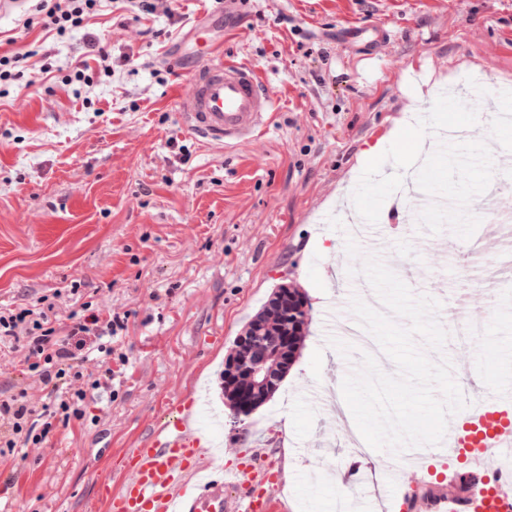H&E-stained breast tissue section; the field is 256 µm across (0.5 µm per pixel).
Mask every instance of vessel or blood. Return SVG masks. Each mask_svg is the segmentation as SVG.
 Segmentation results:
<instances>
[{
  "instance_id": "vessel-or-blood-1",
  "label": "vessel or blood",
  "mask_w": 512,
  "mask_h": 512,
  "mask_svg": "<svg viewBox=\"0 0 512 512\" xmlns=\"http://www.w3.org/2000/svg\"><path fill=\"white\" fill-rule=\"evenodd\" d=\"M177 108L185 129L206 142L230 148L250 144L267 126L276 101L256 66L232 56L202 59L180 91ZM430 199L416 184H404L388 199V211L397 214L408 205L419 207ZM470 405L452 416L441 445L431 454L440 463L461 459L465 449L480 448L473 462L496 469L512 482V386L482 394L468 393ZM196 398L181 400L176 420L157 429L141 447L133 449L129 467L133 479L121 494L110 483L98 486V495L110 512H265L266 501L245 494L228 499L226 484L266 482L260 464L218 480L199 465L202 433L193 430L186 416L195 412ZM480 486L468 491L437 488L419 502L402 503L403 512H468L483 496Z\"/></svg>"
}]
</instances>
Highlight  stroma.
Segmentation results:
<instances>
[{
  "label": "stroma",
  "mask_w": 512,
  "mask_h": 512,
  "mask_svg": "<svg viewBox=\"0 0 512 512\" xmlns=\"http://www.w3.org/2000/svg\"><path fill=\"white\" fill-rule=\"evenodd\" d=\"M182 30L154 37L165 18L120 23L99 16L114 57H131L114 83L83 106L60 81L38 82L0 99V304H24L79 281L128 318L120 348L128 362L101 397L95 421L57 427L40 448L0 458V512H109L100 482L120 493L127 456L168 418L180 398L204 390L224 418L210 433L215 477L260 460L274 480L253 491L277 512H361L367 497L343 482L351 431L313 386L339 388L363 352L329 331L328 314L352 319L350 300L380 301L357 276L368 248L320 219L359 181L372 146L431 108L442 88L465 91L482 75L495 93L473 140L486 139L497 98L512 90V0H246L225 13L215 0H176ZM27 0H0V50L43 41L22 29ZM210 29L225 55L254 64L277 100L251 144L224 148L182 126L176 95L194 64L192 33ZM380 31L374 48L354 29ZM170 62L171 71L161 63ZM188 147L180 163L173 144ZM390 267L415 295L441 305L464 298L482 322L479 347L448 340L458 384L487 390L512 383V279L488 244L471 271L448 278L465 240L413 225L383 243ZM310 303L300 356L270 401L234 424L220 393L224 358L280 283ZM23 348L0 350V394L45 396L23 371Z\"/></svg>",
  "instance_id": "obj_1"
}]
</instances>
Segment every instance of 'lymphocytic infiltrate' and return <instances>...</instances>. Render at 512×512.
Wrapping results in <instances>:
<instances>
[{
	"mask_svg": "<svg viewBox=\"0 0 512 512\" xmlns=\"http://www.w3.org/2000/svg\"><path fill=\"white\" fill-rule=\"evenodd\" d=\"M103 0H35L24 28L39 27L61 42L77 30L84 33L85 59L62 75L64 85L81 90L110 81L122 64L114 60L104 35L86 25L102 8ZM77 304L68 322L56 313V298L44 295L37 302L0 306V346L22 343L25 373L38 379L45 391L41 408L29 405L25 393L0 397V456L44 444L57 425L84 420L94 396L112 389V343L128 330L127 316L101 308L91 296L71 285ZM102 360L98 374L86 372L90 359Z\"/></svg>",
	"mask_w": 512,
	"mask_h": 512,
	"instance_id": "lymphocytic-infiltrate-1",
	"label": "lymphocytic infiltrate"
}]
</instances>
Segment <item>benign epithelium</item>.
<instances>
[{
    "label": "benign epithelium",
    "mask_w": 512,
    "mask_h": 512,
    "mask_svg": "<svg viewBox=\"0 0 512 512\" xmlns=\"http://www.w3.org/2000/svg\"><path fill=\"white\" fill-rule=\"evenodd\" d=\"M304 310L300 290L279 285L225 356L224 403L235 420L270 397L295 363L300 348L294 339L307 322Z\"/></svg>",
    "instance_id": "1"
}]
</instances>
